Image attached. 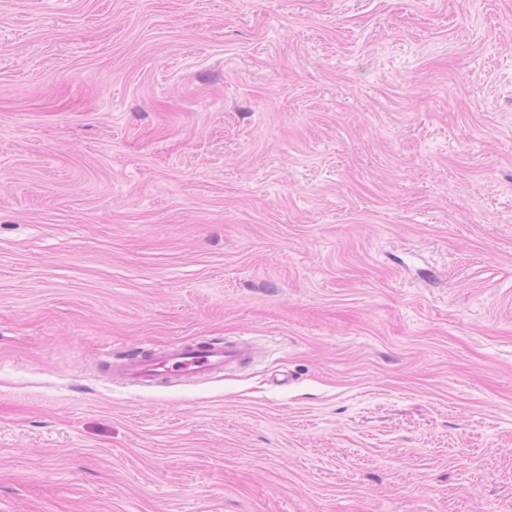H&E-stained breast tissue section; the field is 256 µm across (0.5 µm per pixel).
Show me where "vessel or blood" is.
Here are the masks:
<instances>
[{
    "label": "vessel or blood",
    "instance_id": "1",
    "mask_svg": "<svg viewBox=\"0 0 512 512\" xmlns=\"http://www.w3.org/2000/svg\"><path fill=\"white\" fill-rule=\"evenodd\" d=\"M258 354L257 346L247 340L199 336L174 340L159 348L138 343L119 356H104L99 366L115 382L148 389L170 382L204 381L229 374L254 363Z\"/></svg>",
    "mask_w": 512,
    "mask_h": 512
}]
</instances>
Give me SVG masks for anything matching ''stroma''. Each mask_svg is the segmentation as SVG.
<instances>
[{"instance_id":"35a3bbf8","label":"stroma","mask_w":512,"mask_h":512,"mask_svg":"<svg viewBox=\"0 0 512 512\" xmlns=\"http://www.w3.org/2000/svg\"><path fill=\"white\" fill-rule=\"evenodd\" d=\"M0 512H512V0H0ZM259 350L248 340H219L199 336L174 340L160 348L148 343L129 346L98 364L113 381L148 389L176 381H204L230 374L255 362Z\"/></svg>"}]
</instances>
